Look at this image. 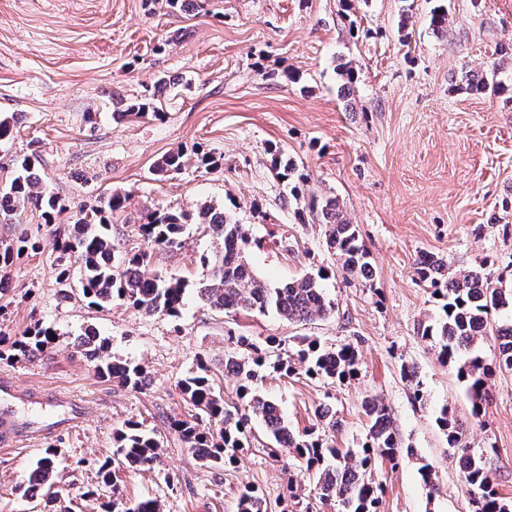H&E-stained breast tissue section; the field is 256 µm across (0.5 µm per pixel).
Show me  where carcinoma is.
Instances as JSON below:
<instances>
[{
  "mask_svg": "<svg viewBox=\"0 0 512 512\" xmlns=\"http://www.w3.org/2000/svg\"><path fill=\"white\" fill-rule=\"evenodd\" d=\"M450 0H439L431 12L430 26L436 32L448 27ZM497 71L470 75L467 90L473 94L501 93L504 87L496 81ZM167 87L163 77L154 83L153 93L138 102L130 103L116 113L123 118L130 115H161L155 106V97ZM271 171L286 188L283 199L298 198L300 188L295 181H304L296 175L294 161L278 149H270ZM183 154L164 157L156 165V172L170 176L181 170ZM126 198L118 193L110 195L95 212V217L82 215L75 219V234L64 241L52 242L53 250L72 252L81 261L79 284L89 303L102 307L118 298L129 307L148 315L177 316L183 303L187 283L167 278L154 269L152 256L147 251L121 256L111 236L110 217L124 208ZM30 205L42 212L46 223L64 209L61 198L41 190V178L35 161L25 156L16 167L15 175L0 187V216L8 217L17 208ZM198 223L204 225L216 243L215 249L200 257L206 269V279L200 282L198 297L211 309L220 312L243 311L259 314L274 313L294 322L326 318L336 311L334 299L329 297L322 281L329 278L321 270L305 273L287 282L272 285L264 280L248 259L251 245L249 230L232 220L230 215L203 204L198 208ZM307 221L320 224L326 245L337 257L344 274L361 282L373 280V266L360 240L357 225L346 218L339 201L331 196L312 197L308 205ZM188 218L182 213L156 209L145 216L139 226L140 234L150 246L173 249L181 245V237ZM43 249L38 239L20 237L14 242L0 243V265H9L13 258L25 252ZM420 281L432 288V294L441 301L442 315L417 329L420 338L431 344L438 358L454 366L457 379L463 383L472 404L474 417H479L489 401L488 380L498 371H512V321L499 322L500 317L512 311V290L503 287V276L481 269L452 273L448 262L434 255H424L415 264ZM497 336L498 344L490 359L478 354L475 344L488 334ZM54 336L49 326L36 325L21 340L9 345L11 354L0 349V360L44 357ZM247 344L253 357L245 359L235 352L224 355V368L242 381L246 398L244 412L232 413L224 409V401L217 394L208 368L202 364L199 371L179 382V388L192 407V413L173 421V430L209 468H220L235 461L236 452L249 443L254 421L262 426L274 444V450L291 449L299 467L314 472L320 504L337 507V512H378L381 484L374 478L377 461L395 463L403 455L398 434L393 428L388 408L378 398L364 402L368 421L366 442L358 449L342 450L322 438L317 428L295 432L281 415L277 402L252 389V383L267 368L288 375L293 372L291 357L268 341L260 346ZM108 347L101 341L86 349L87 358L95 362L97 374L112 379L123 387L142 390L148 385L149 375L140 365L115 361L107 354ZM298 361L310 375L343 381L358 373L357 350L350 344L325 347L310 341L297 350ZM401 375L412 389L414 400H425L423 382L418 367L410 362L401 365ZM223 425L220 441L215 442L203 426L204 422ZM439 427L447 437L448 447L457 449L458 466L469 488L472 512H512V503L503 499L491 478L486 452L473 449L463 442V430L448 419V411L439 417ZM115 455L129 468L151 465L158 460L160 441L144 431L135 421H127L114 433ZM55 452H45L28 474L27 485L19 486L23 496L44 486L54 472ZM238 512H269L266 499L246 486L239 496Z\"/></svg>",
  "mask_w": 512,
  "mask_h": 512,
  "instance_id": "1",
  "label": "carcinoma"
}]
</instances>
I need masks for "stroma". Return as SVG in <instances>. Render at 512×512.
Masks as SVG:
<instances>
[{"label":"stroma","instance_id":"stroma-1","mask_svg":"<svg viewBox=\"0 0 512 512\" xmlns=\"http://www.w3.org/2000/svg\"><path fill=\"white\" fill-rule=\"evenodd\" d=\"M434 5L353 0L345 19L338 0H194L184 10L164 0H0V115L17 119L12 137L0 142V187L31 154L47 189L68 206L50 225L30 207L0 217V241L73 235L79 212L119 192L127 200L112 238L133 253L146 247L139 226L148 211L192 213L208 203L246 225L249 258L263 278L276 284L329 270L324 285L338 305L333 316L306 324L208 309L195 286L204 275L199 258L214 241L195 224L180 248L153 254L156 269L189 284L176 317L147 315L118 299L91 306L79 291L75 256L49 247L22 254L0 269V333L19 339L39 322L56 339L47 358L0 360V378L19 391L0 407L22 428L14 448H0V512H104L115 500L128 507L144 499L157 500L161 512H237L247 484L272 512H305L314 477L292 453L273 455L260 426L237 463L221 470L203 466L168 426L188 415L179 382L202 361L225 407H242L224 356L240 351L243 336L272 337L291 351L310 340L357 349L353 379L267 369L255 388L299 430L316 425L317 406H333L339 425L325 437L339 448L362 446L363 403L382 400L410 453L394 467L377 462L379 512H471L437 424L443 412L468 446L490 449L495 486L512 500V372L489 380L490 400L473 418L455 369L417 334L441 303L414 272L417 258L431 253L451 269L482 267L512 286V57L500 53L512 46V0H453L441 33L430 26ZM405 11L406 42L398 31ZM342 60L358 72L346 99L336 69ZM491 68L505 93H465L467 75ZM274 70L299 80L268 79ZM160 76L170 82L162 118L116 117L118 102L152 93ZM275 146L309 176L286 206L270 173ZM199 150L219 165H199ZM177 151L180 173L157 175L155 164ZM314 195L337 197L357 224L375 268L372 284L344 278L322 227L300 223ZM88 326L113 359L147 370L146 389L98 378L80 348ZM405 361L418 367L425 403L413 400L400 376ZM130 420L159 437L155 466L115 461L113 432ZM49 447L58 451L51 491L21 496L19 485ZM107 460L116 472L110 485L98 475ZM425 464L439 485L433 497L419 473Z\"/></svg>","mask_w":512,"mask_h":512}]
</instances>
